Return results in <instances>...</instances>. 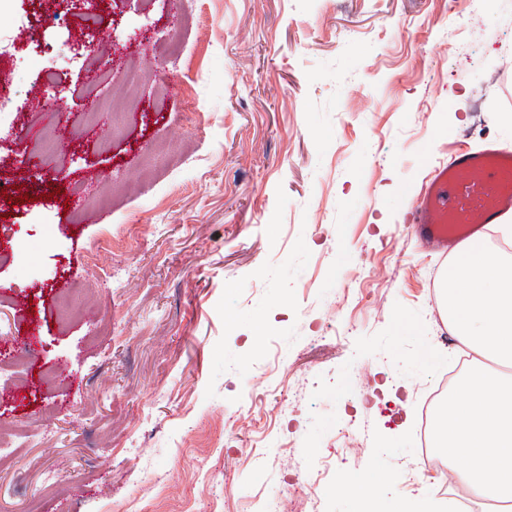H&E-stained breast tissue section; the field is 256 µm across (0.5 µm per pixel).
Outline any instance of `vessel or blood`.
Instances as JSON below:
<instances>
[{
    "label": "vessel or blood",
    "mask_w": 512,
    "mask_h": 512,
    "mask_svg": "<svg viewBox=\"0 0 512 512\" xmlns=\"http://www.w3.org/2000/svg\"><path fill=\"white\" fill-rule=\"evenodd\" d=\"M512 211V149L455 153L426 186L414 222L429 247L448 251L484 236Z\"/></svg>",
    "instance_id": "obj_1"
}]
</instances>
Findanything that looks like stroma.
<instances>
[{
	"mask_svg": "<svg viewBox=\"0 0 512 512\" xmlns=\"http://www.w3.org/2000/svg\"><path fill=\"white\" fill-rule=\"evenodd\" d=\"M3 47L0 423L27 440L0 512H260L319 475L399 477L450 362L447 259L410 218L452 149L512 145V0H0ZM277 347L264 400L290 411L265 422ZM258 429L292 460L249 465ZM419 494L457 508L430 479L381 510Z\"/></svg>",
	"mask_w": 512,
	"mask_h": 512,
	"instance_id": "obj_1",
	"label": "stroma"
}]
</instances>
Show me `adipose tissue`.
<instances>
[{
	"label": "adipose tissue",
	"mask_w": 512,
	"mask_h": 512,
	"mask_svg": "<svg viewBox=\"0 0 512 512\" xmlns=\"http://www.w3.org/2000/svg\"><path fill=\"white\" fill-rule=\"evenodd\" d=\"M448 326L464 345L512 362V258L472 243L442 290ZM432 446L480 502L512 500V380L475 371L439 408Z\"/></svg>",
	"instance_id": "adipose-tissue-1"
}]
</instances>
